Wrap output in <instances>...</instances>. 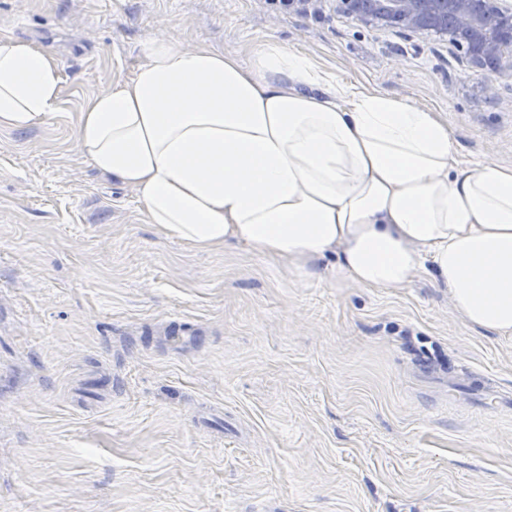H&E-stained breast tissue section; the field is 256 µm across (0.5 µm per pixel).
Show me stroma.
Returning a JSON list of instances; mask_svg holds the SVG:
<instances>
[{"instance_id": "stroma-1", "label": "stroma", "mask_w": 512, "mask_h": 512, "mask_svg": "<svg viewBox=\"0 0 512 512\" xmlns=\"http://www.w3.org/2000/svg\"><path fill=\"white\" fill-rule=\"evenodd\" d=\"M149 36L282 44L512 165V70L464 77L448 37L336 0H0V37L63 76L52 123L0 128V512H512V338L423 272L365 288L162 238L80 156L83 104Z\"/></svg>"}]
</instances>
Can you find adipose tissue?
<instances>
[{
  "instance_id": "1",
  "label": "adipose tissue",
  "mask_w": 512,
  "mask_h": 512,
  "mask_svg": "<svg viewBox=\"0 0 512 512\" xmlns=\"http://www.w3.org/2000/svg\"><path fill=\"white\" fill-rule=\"evenodd\" d=\"M143 56L88 100L75 146L160 235L292 269L332 255L365 288L426 271L469 324L512 334V166L458 160L434 113L281 45L245 64L151 36ZM62 82L46 50L0 38V128L51 123Z\"/></svg>"
}]
</instances>
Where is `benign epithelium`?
I'll use <instances>...</instances> for the list:
<instances>
[{"label": "benign epithelium", "instance_id": "benign-epithelium-1", "mask_svg": "<svg viewBox=\"0 0 512 512\" xmlns=\"http://www.w3.org/2000/svg\"><path fill=\"white\" fill-rule=\"evenodd\" d=\"M344 15L365 25L397 28L411 37L450 35L464 73L482 80L505 70L512 58V0H336Z\"/></svg>", "mask_w": 512, "mask_h": 512}]
</instances>
